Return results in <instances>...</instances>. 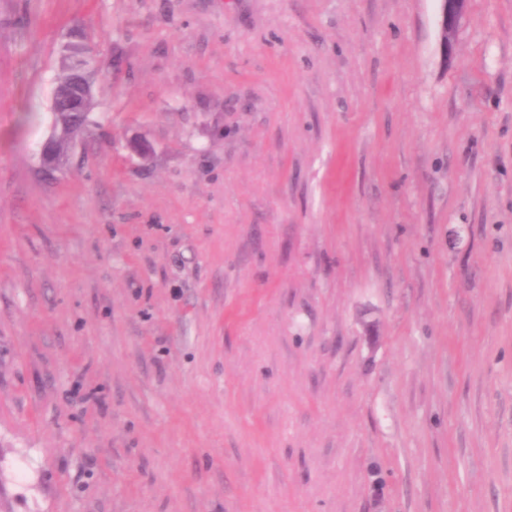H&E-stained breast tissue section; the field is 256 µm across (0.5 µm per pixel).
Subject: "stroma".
I'll return each mask as SVG.
<instances>
[{
  "mask_svg": "<svg viewBox=\"0 0 512 512\" xmlns=\"http://www.w3.org/2000/svg\"><path fill=\"white\" fill-rule=\"evenodd\" d=\"M441 8L0 0V512H512V0ZM466 17V0H442V19L440 25L441 46L445 53L452 49L458 30ZM72 37L77 40L68 43L65 49L67 50V48L73 44H79L83 55L88 60V65L77 72L73 81V93L68 92L67 94H61L57 91L53 93L51 112H53L54 121L51 127V133L42 143L40 150L41 162L45 167H54L57 164L60 155L56 150L57 141L62 137L58 141V151L60 152L69 139V137H63L65 125L61 118L62 112L72 115H82L86 110L88 115L87 120H90L89 115L92 107L90 99L93 95L92 79L99 70V62L93 48L84 42L79 32H75ZM86 103L87 106L85 108Z\"/></svg>",
  "mask_w": 512,
  "mask_h": 512,
  "instance_id": "stroma-1",
  "label": "stroma"
}]
</instances>
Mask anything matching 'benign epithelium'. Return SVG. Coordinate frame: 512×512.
I'll list each match as a JSON object with an SVG mask.
<instances>
[{"instance_id":"obj_1","label":"benign epithelium","mask_w":512,"mask_h":512,"mask_svg":"<svg viewBox=\"0 0 512 512\" xmlns=\"http://www.w3.org/2000/svg\"><path fill=\"white\" fill-rule=\"evenodd\" d=\"M465 17L466 0H442L440 42L444 52L447 53L452 49L456 34L463 25ZM73 38L81 46L82 53L88 60V65L77 72L73 81L74 92L61 94L56 91L53 93L51 112H53L54 121L51 133L42 143L40 150L41 162L46 167L55 166L59 159L56 143L65 133V125L61 114L65 112L72 115H81L85 112V105L93 95L92 79L99 70V62L93 48L84 42L80 33H74Z\"/></svg>"}]
</instances>
